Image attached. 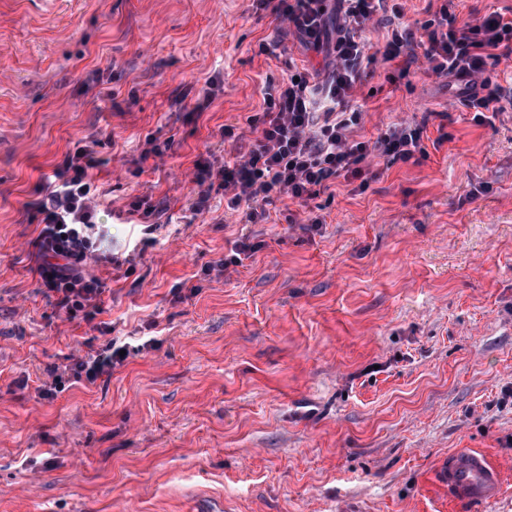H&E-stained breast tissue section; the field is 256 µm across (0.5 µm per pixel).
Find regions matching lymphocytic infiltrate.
Wrapping results in <instances>:
<instances>
[{
    "instance_id": "lymphocytic-infiltrate-1",
    "label": "lymphocytic infiltrate",
    "mask_w": 512,
    "mask_h": 512,
    "mask_svg": "<svg viewBox=\"0 0 512 512\" xmlns=\"http://www.w3.org/2000/svg\"><path fill=\"white\" fill-rule=\"evenodd\" d=\"M338 2L341 11L335 14L328 0H255L257 9L271 11L299 41L323 54L327 78L319 84L302 72L265 88L261 115L248 119L256 134L249 149L230 161L213 151L195 162L197 190L189 201L194 213L210 211L211 191L218 188L228 210L244 211L246 223H266L274 197L303 204L330 179L364 180L368 157L405 163L448 142L445 133L428 140L423 120L388 124L370 139L358 136L362 112L352 105L354 90L363 74L380 64L399 62L405 74L422 58L433 74L465 81L470 91L464 104L476 125L492 123L512 108V91L483 77L489 61L512 56L511 17L494 11L479 21L463 20L454 13L453 0H443L434 18L416 30L402 23V8L393 0ZM388 12L399 24L388 31L384 44H373L367 26L377 14ZM96 165L89 147H76L47 177L34 204L42 224L35 241L36 273L46 296L70 317L98 309L107 291L105 281L84 271L103 234L98 216L106 194L93 189L88 175ZM129 348L128 342L115 339L74 357L36 392L51 399L67 380L95 384L111 375Z\"/></svg>"
}]
</instances>
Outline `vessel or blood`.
I'll list each match as a JSON object with an SVG mask.
<instances>
[{"label":"vessel or blood","instance_id":"obj_1","mask_svg":"<svg viewBox=\"0 0 512 512\" xmlns=\"http://www.w3.org/2000/svg\"><path fill=\"white\" fill-rule=\"evenodd\" d=\"M439 479L450 496L487 501L497 498L502 483L500 471L477 452L449 456L439 469Z\"/></svg>","mask_w":512,"mask_h":512}]
</instances>
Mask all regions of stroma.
I'll use <instances>...</instances> for the list:
<instances>
[{"label":"stroma","mask_w":512,"mask_h":512,"mask_svg":"<svg viewBox=\"0 0 512 512\" xmlns=\"http://www.w3.org/2000/svg\"><path fill=\"white\" fill-rule=\"evenodd\" d=\"M303 62L321 58L252 0H0V512H512V110L474 125L452 78L380 65L355 95L361 136L427 112L451 141L416 164L368 158L362 192L339 178L303 205L275 198L268 224L220 191L191 212L195 161ZM150 135L174 148L143 170ZM80 139L112 202L89 321L40 292L29 208ZM142 194L170 222L132 257ZM244 234L262 249L203 276ZM189 277L199 291L180 296ZM117 336L157 343L38 397L50 367ZM463 450L502 472L494 502L440 484Z\"/></svg>","instance_id":"obj_1"}]
</instances>
